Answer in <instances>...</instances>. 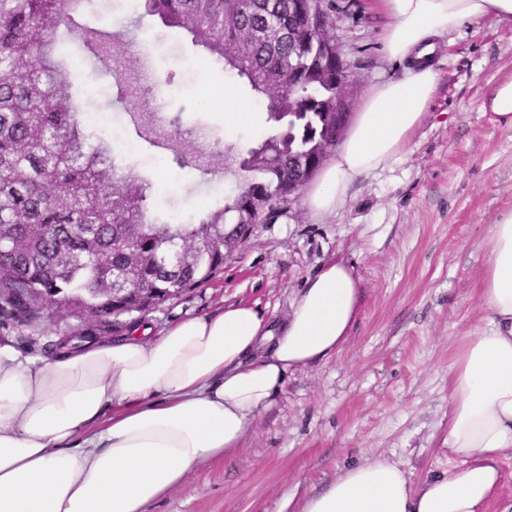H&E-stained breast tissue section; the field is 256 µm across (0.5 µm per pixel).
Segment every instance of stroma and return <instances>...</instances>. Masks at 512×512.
Here are the masks:
<instances>
[{"mask_svg": "<svg viewBox=\"0 0 512 512\" xmlns=\"http://www.w3.org/2000/svg\"><path fill=\"white\" fill-rule=\"evenodd\" d=\"M332 34L360 90L403 77L407 63L382 50L391 22L381 0H324ZM123 5L92 0L60 31V47L81 58L73 81L98 115L120 164L130 146L152 156L148 174L164 190L167 216L197 220L236 187L225 154L247 150L267 125L225 122L224 92L251 101L249 87L225 78L205 50L182 32L145 17L138 32L150 53L128 38L88 42L84 30ZM439 80L427 118L400 162L357 178L336 214L314 215L303 196L279 203L273 219L224 259L209 283L149 313L160 334L179 321L249 303L275 317L305 281L331 259L353 263L361 303L339 351L289 374L239 447L189 471L146 512H294L301 499L331 483L340 469L385 455L410 481L447 472L449 366L457 341L481 312L480 280L490 228L512 211V131L482 103L512 77V18L486 16L444 36L433 59ZM176 138L189 164L157 140Z\"/></svg>", "mask_w": 512, "mask_h": 512, "instance_id": "stroma-1", "label": "stroma"}]
</instances>
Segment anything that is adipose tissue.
<instances>
[{
	"label": "adipose tissue",
	"instance_id": "adipose-tissue-1",
	"mask_svg": "<svg viewBox=\"0 0 512 512\" xmlns=\"http://www.w3.org/2000/svg\"><path fill=\"white\" fill-rule=\"evenodd\" d=\"M389 58L404 78L367 90L330 161L305 189L336 213L353 182L400 161L438 83V37L512 0H384ZM479 325L449 368L448 453L458 465L414 484L381 455L342 470L300 512H486L512 449V212L493 224ZM361 300L343 258L307 280L282 319L246 304L40 361L0 341V512H144L186 473L244 439L289 372L336 353Z\"/></svg>",
	"mask_w": 512,
	"mask_h": 512
}]
</instances>
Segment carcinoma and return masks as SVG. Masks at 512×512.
Listing matches in <instances>:
<instances>
[{
  "mask_svg": "<svg viewBox=\"0 0 512 512\" xmlns=\"http://www.w3.org/2000/svg\"><path fill=\"white\" fill-rule=\"evenodd\" d=\"M83 0H0V330L39 345L48 305L72 318L59 335L78 342L114 336L146 312L112 293V268L128 262L118 242L159 264L141 267L160 304L207 283L224 266V235L262 224L308 182L336 148V54L331 28L318 35L308 18L333 24L322 0H137L140 16L191 36L225 72L267 97L268 133L232 158L243 180L224 203L191 224L149 219L151 181L113 157L112 144L87 130L71 92V68L57 31ZM213 248L176 265L171 241Z\"/></svg>",
  "mask_w": 512,
  "mask_h": 512,
  "instance_id": "cac0c4a2",
  "label": "carcinoma"
}]
</instances>
